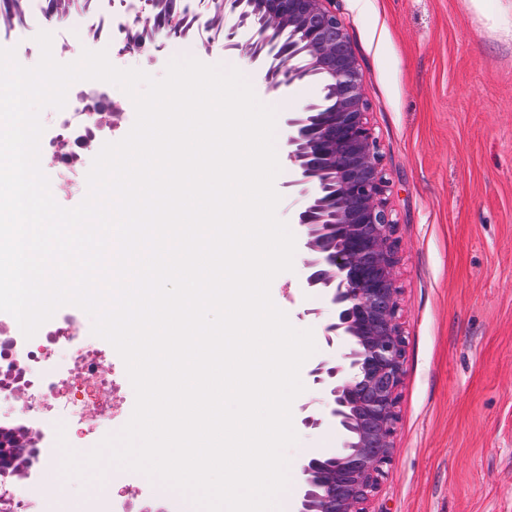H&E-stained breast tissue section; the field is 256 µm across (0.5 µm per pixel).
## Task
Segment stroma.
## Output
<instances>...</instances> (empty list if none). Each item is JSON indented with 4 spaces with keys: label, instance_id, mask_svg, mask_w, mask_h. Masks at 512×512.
<instances>
[{
    "label": "stroma",
    "instance_id": "35a3bbf8",
    "mask_svg": "<svg viewBox=\"0 0 512 512\" xmlns=\"http://www.w3.org/2000/svg\"><path fill=\"white\" fill-rule=\"evenodd\" d=\"M332 8L345 20L358 58L389 182L407 341L393 461L368 512H512V0H334ZM82 16L81 48L106 50L117 68L165 77L170 47L149 41L141 52H123L121 6H114L109 25L99 23L98 12L86 9ZM181 43L202 63L238 69L263 104L283 100L277 139L288 137V112L319 95L311 81L268 90L259 67L210 47L196 33ZM94 158L84 153L72 173L46 169L61 207L84 200ZM294 178L292 165L283 164L275 189L281 196L277 215L298 237L297 215L306 198L289 188ZM303 265V252H296L292 271L274 278L270 295L293 327L318 337L323 321L313 312L327 310V299L302 287ZM59 312L79 316V340L49 342L38 333L35 351L53 365L69 354L88 355L99 359L103 376L125 374L113 346L93 334L87 313L74 305ZM300 379L305 390L292 405L298 441L286 451L293 473L302 460L342 444L332 427L302 425V405L321 404L323 396L308 373ZM59 388L77 402L93 396L100 406L75 428L90 448L118 433L135 406L128 381L118 401L111 391H93L85 378L64 372ZM35 414L44 417L43 426H30ZM1 416L11 427L29 428L39 444L61 423L34 388L0 401ZM103 481L119 484L116 499L128 502L131 512H173L178 503L134 471L118 467ZM72 498L90 512H112L116 500H96L81 480Z\"/></svg>",
    "mask_w": 512,
    "mask_h": 512
}]
</instances>
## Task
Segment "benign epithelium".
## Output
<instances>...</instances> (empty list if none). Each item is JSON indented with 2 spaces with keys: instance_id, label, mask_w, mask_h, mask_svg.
<instances>
[{
  "instance_id": "benign-epithelium-1",
  "label": "benign epithelium",
  "mask_w": 512,
  "mask_h": 512,
  "mask_svg": "<svg viewBox=\"0 0 512 512\" xmlns=\"http://www.w3.org/2000/svg\"><path fill=\"white\" fill-rule=\"evenodd\" d=\"M333 0H208L207 11L233 24L224 50L261 66L267 87L278 90L310 78L323 96L289 116V159L299 179L289 186L311 197L298 214L305 228V286L331 292L323 327L328 357L310 370L312 383L329 394L328 419L345 435L342 450L301 465L299 512H367L385 467L393 460L406 338L400 322L401 290L396 224L386 197L379 144L368 121L369 104L345 21ZM140 28L125 50L145 41H169L191 26L180 0H144ZM249 37L236 39L238 31ZM91 128H112L109 95L99 88L80 101ZM3 461L28 460L25 434L0 433Z\"/></svg>"
}]
</instances>
